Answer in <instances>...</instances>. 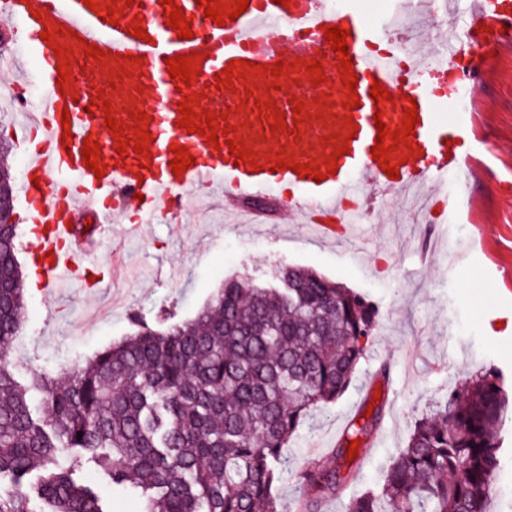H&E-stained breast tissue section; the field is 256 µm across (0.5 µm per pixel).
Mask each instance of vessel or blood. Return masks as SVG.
I'll return each instance as SVG.
<instances>
[{"label":"vessel or blood","mask_w":512,"mask_h":512,"mask_svg":"<svg viewBox=\"0 0 512 512\" xmlns=\"http://www.w3.org/2000/svg\"><path fill=\"white\" fill-rule=\"evenodd\" d=\"M115 1L120 10L116 23L93 13L83 0H8L7 13L17 21L25 44L38 50L37 66L44 92L34 111L23 113L34 146L28 154L21 189L28 206L30 224L27 260L37 275L40 290L56 294L65 283L89 282L100 270V252L112 241L113 222L130 218L138 224L156 223L159 217L174 218L185 211L189 198L200 193L225 199L228 206L260 198L282 189H297L292 210L322 237L346 236L347 214L366 209L391 193L431 183L441 185L448 174L464 171L470 159L456 147L467 135V124L458 107L472 98L467 81L465 50L452 39V29L440 36L438 65L413 52L401 51L386 35L384 22L367 20L354 0H344L339 10L325 0H250L237 19L217 26L205 17L197 0H174L191 21L192 38L181 39L169 27L167 6L159 0H141L127 5ZM140 21L147 37L130 35L133 21ZM477 39L485 29L501 32L512 23V0H478L473 14ZM329 26L349 28L345 41L352 68L358 77L356 91L360 105L345 107L347 87L340 76L338 54L325 38ZM55 33L53 45H46L42 30ZM102 51L101 60L86 57L85 45ZM68 51L72 82L68 89L58 84L55 47ZM201 55V74L192 87H178L169 74L167 61L175 56ZM253 63L242 83L228 90L217 86L215 77L228 61ZM321 64L324 81L312 83L305 66L310 60ZM293 64L289 85L272 88L271 76L259 67L277 62ZM380 82L392 100L374 104L370 91ZM205 86L204 99L194 105L195 113L211 111L220 115L224 135L216 144L207 136L188 133L178 127L182 114L169 107L172 93L196 94ZM328 97L319 107V94ZM112 106L88 114L97 96ZM272 98L285 122H292L291 103H305V120L298 134L275 133L256 106L257 100ZM417 103V123L411 145H398L389 160L396 163L398 178L392 179L375 161L371 150L377 140L376 121L388 130L399 127L409 103ZM146 112L153 137L149 157L131 153L120 156L105 126L107 117L134 126V113ZM349 138L348 152L336 156V174H329L324 161L335 156L331 134ZM71 140H64V132ZM94 138L100 146L102 174L84 166L83 141ZM239 138L248 145L252 163L236 162L228 147ZM184 146L194 159L181 175L170 167L173 146ZM295 162H319L323 181L302 177L291 169L273 168L279 154ZM260 164L252 172V164ZM94 216L89 226L80 217Z\"/></svg>","instance_id":"1"}]
</instances>
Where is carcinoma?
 I'll list each match as a JSON object with an SVG mask.
<instances>
[{"label": "carcinoma", "instance_id": "carcinoma-1", "mask_svg": "<svg viewBox=\"0 0 512 512\" xmlns=\"http://www.w3.org/2000/svg\"><path fill=\"white\" fill-rule=\"evenodd\" d=\"M0 141V196L13 193ZM17 225L0 229V512H105L81 484L82 459L107 486L137 492L136 512H281L275 493L284 449L313 411L350 387L380 311L367 297L309 270L280 271L281 286L224 282L194 319L138 331L69 368L15 376L23 326ZM380 413L349 427L336 448L370 435ZM512 421L503 375L480 371L462 393L416 421L383 483L347 512H496L493 479ZM82 437H77V433ZM333 470L301 474L333 492Z\"/></svg>", "mask_w": 512, "mask_h": 512}]
</instances>
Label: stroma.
<instances>
[{
    "label": "stroma",
    "mask_w": 512,
    "mask_h": 512,
    "mask_svg": "<svg viewBox=\"0 0 512 512\" xmlns=\"http://www.w3.org/2000/svg\"><path fill=\"white\" fill-rule=\"evenodd\" d=\"M478 110L470 124L475 171L465 195L449 212L451 232L430 223L394 224L408 212L399 196L376 201L345 245L308 237L288 220V201L266 198L263 224L227 222L208 204L180 219L148 225L140 236L112 227L102 262L120 252L126 272L105 299L81 288L62 298L27 294L25 325L11 348L18 375L44 368L59 374L94 352L133 334L136 320L161 315L180 322L197 316L225 280L274 284L286 266L312 270L375 301L380 320L355 382L336 402L314 411L290 441L277 495L283 512H306L299 474L313 465L335 467L332 454L352 420L370 408L382 420L359 441L340 494L319 499L313 512H343L353 498L382 483L406 448L416 420L482 369L512 377V44L479 61ZM41 84L23 91L0 72V139L21 180L24 136L14 125L20 106L35 108ZM388 377H381V365Z\"/></svg>",
    "instance_id": "1"
}]
</instances>
